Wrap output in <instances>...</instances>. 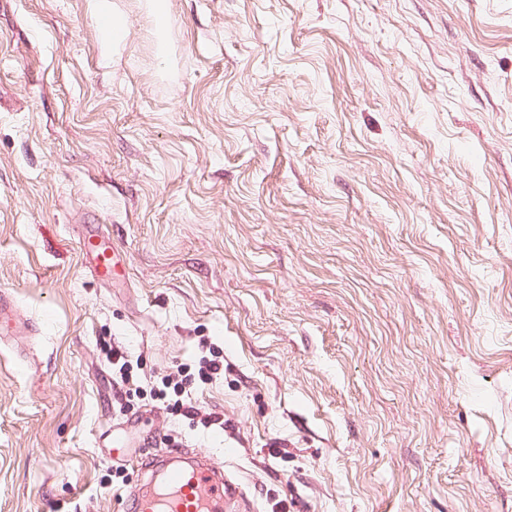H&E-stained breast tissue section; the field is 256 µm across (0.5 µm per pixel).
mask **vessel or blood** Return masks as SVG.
Here are the masks:
<instances>
[{
	"label": "vessel or blood",
	"instance_id": "obj_1",
	"mask_svg": "<svg viewBox=\"0 0 512 512\" xmlns=\"http://www.w3.org/2000/svg\"><path fill=\"white\" fill-rule=\"evenodd\" d=\"M99 240L95 230H87L81 248L93 271L103 277L112 271V255ZM26 328L14 300L0 291V335L17 336ZM174 458L171 450L154 458L146 483L129 492L135 512H232L234 505L243 503L241 490L223 468L199 463L186 469L175 465Z\"/></svg>",
	"mask_w": 512,
	"mask_h": 512
}]
</instances>
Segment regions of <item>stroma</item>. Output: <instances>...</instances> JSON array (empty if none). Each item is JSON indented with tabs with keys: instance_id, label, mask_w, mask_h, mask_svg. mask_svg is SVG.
Wrapping results in <instances>:
<instances>
[{
	"instance_id": "stroma-1",
	"label": "stroma",
	"mask_w": 512,
	"mask_h": 512,
	"mask_svg": "<svg viewBox=\"0 0 512 512\" xmlns=\"http://www.w3.org/2000/svg\"><path fill=\"white\" fill-rule=\"evenodd\" d=\"M112 12L0 0V512H129L160 435L255 512H512V0ZM206 344L216 438L151 393ZM90 10L97 16L101 17L104 22L102 49L104 58H108L112 52V42L123 35V25L113 17L110 0H87ZM102 241L94 229L89 228L80 243L81 248L91 260L93 271L100 277H105L112 271V254L109 248L103 247L98 242ZM26 328V321L19 316L14 300L3 291H0L1 337L18 336L22 333H25Z\"/></svg>"
}]
</instances>
